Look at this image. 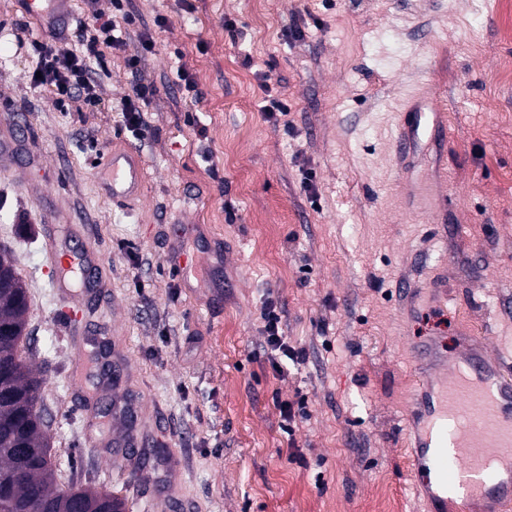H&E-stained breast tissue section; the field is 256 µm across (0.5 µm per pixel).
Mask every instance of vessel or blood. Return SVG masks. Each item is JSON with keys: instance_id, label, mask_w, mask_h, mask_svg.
<instances>
[{"instance_id": "1", "label": "vessel or blood", "mask_w": 512, "mask_h": 512, "mask_svg": "<svg viewBox=\"0 0 512 512\" xmlns=\"http://www.w3.org/2000/svg\"><path fill=\"white\" fill-rule=\"evenodd\" d=\"M67 0H24L28 15L42 20ZM445 113L415 98L402 110L394 139L396 161H405L428 129L445 124ZM114 201L131 204L145 178V161L131 147L113 143L102 161ZM444 410L417 445L416 464H429L436 496L447 512H469L480 501L512 496V377L485 361L463 357L448 371Z\"/></svg>"}]
</instances>
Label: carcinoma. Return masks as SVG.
Listing matches in <instances>:
<instances>
[{
    "label": "carcinoma",
    "instance_id": "cac0c4a2",
    "mask_svg": "<svg viewBox=\"0 0 512 512\" xmlns=\"http://www.w3.org/2000/svg\"><path fill=\"white\" fill-rule=\"evenodd\" d=\"M28 310L13 261L0 254V512H125L108 491L54 486L50 437L40 412L43 380L20 349Z\"/></svg>",
    "mask_w": 512,
    "mask_h": 512
}]
</instances>
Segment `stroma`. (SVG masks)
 Listing matches in <instances>:
<instances>
[{
    "label": "stroma",
    "instance_id": "35a3bbf8",
    "mask_svg": "<svg viewBox=\"0 0 512 512\" xmlns=\"http://www.w3.org/2000/svg\"><path fill=\"white\" fill-rule=\"evenodd\" d=\"M127 45L93 66L96 102L30 84L50 40L0 0V251L27 287L23 351L57 486L126 512H426L413 485L414 346L475 344L512 367V7L506 0H131ZM233 19L244 36L231 41ZM151 29L154 52L141 54ZM141 54L139 68L128 59ZM184 69L198 103L176 86ZM156 87L136 140L120 105ZM287 103L292 134L263 110ZM447 114L414 162L399 110ZM143 156L130 205L97 160ZM445 170L446 183L435 180ZM311 173L314 192L302 187ZM101 257L60 297L48 264ZM273 302L306 361L277 371ZM121 383L84 378L83 337ZM304 400L285 430L279 402Z\"/></svg>",
    "mask_w": 512,
    "mask_h": 512
}]
</instances>
